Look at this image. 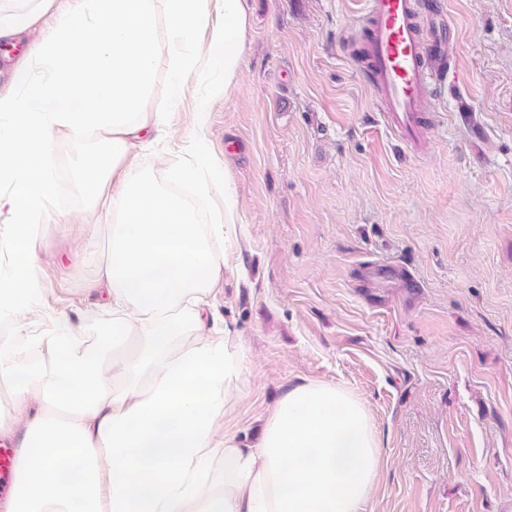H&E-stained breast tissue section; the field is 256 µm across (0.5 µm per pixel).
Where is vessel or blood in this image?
<instances>
[{
    "label": "vessel or blood",
    "instance_id": "vessel-or-blood-1",
    "mask_svg": "<svg viewBox=\"0 0 512 512\" xmlns=\"http://www.w3.org/2000/svg\"><path fill=\"white\" fill-rule=\"evenodd\" d=\"M420 10V0H369L367 11L370 82L382 94L388 125L410 138L421 128L423 101L434 78L425 56L445 52L440 42L426 47L418 25ZM17 459L13 444H0V496L12 488Z\"/></svg>",
    "mask_w": 512,
    "mask_h": 512
}]
</instances>
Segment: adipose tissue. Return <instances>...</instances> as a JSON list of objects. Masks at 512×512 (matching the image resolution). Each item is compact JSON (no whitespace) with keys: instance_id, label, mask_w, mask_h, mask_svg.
<instances>
[{"instance_id":"1","label":"adipose tissue","mask_w":512,"mask_h":512,"mask_svg":"<svg viewBox=\"0 0 512 512\" xmlns=\"http://www.w3.org/2000/svg\"><path fill=\"white\" fill-rule=\"evenodd\" d=\"M25 20L0 11V40L53 23L0 83V212L13 252L0 278V439L21 438L8 512H365L380 442L368 409L327 383L288 388L255 447L226 421L249 376L247 346L216 307L238 222L228 169L196 152L163 171L142 151L173 137L167 112L146 111L157 32L174 78L236 81L248 47L247 0H27ZM210 28L207 56L185 51ZM93 135L75 180L105 216L107 256L95 281L112 328L27 315L39 227L64 218L53 144ZM220 197L205 223L201 190Z\"/></svg>"}]
</instances>
